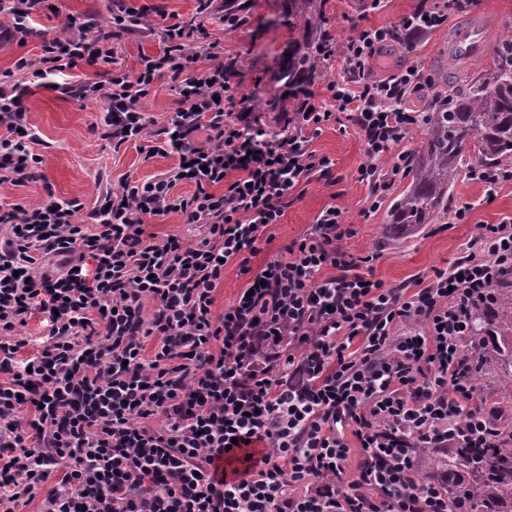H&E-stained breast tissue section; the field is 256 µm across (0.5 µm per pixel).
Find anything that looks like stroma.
<instances>
[{"label":"stroma","mask_w":512,"mask_h":512,"mask_svg":"<svg viewBox=\"0 0 512 512\" xmlns=\"http://www.w3.org/2000/svg\"><path fill=\"white\" fill-rule=\"evenodd\" d=\"M113 0H63L61 13L41 10L35 18L38 30L48 37L57 36L64 26L66 14H86L100 25L111 22ZM157 8L156 14L143 21L141 29L121 34L114 42L112 67L126 72L139 66L143 54H158L163 47V15L175 13L186 17L196 6L195 0H147ZM418 0H386L382 10L366 12L364 0H323V29L327 36L343 40L352 36L355 27H388L396 24ZM487 17L491 22L490 46L498 48L512 36V0H478L471 13ZM246 22L235 30L222 24H208L211 40L223 43V63L233 66L234 80L255 92L265 101L264 114L274 118L288 97V88L280 81V70L288 47L302 41L304 23L298 13L288 8V0H249L244 10ZM464 15L450 17L448 25L410 47L399 41L384 45L373 61L376 77L386 76L392 69L422 58L432 78V88L425 98H432L437 89L468 90L479 75L494 64L493 56L474 59L461 73L449 75L442 49L448 42L450 27L464 22ZM29 120L43 144L37 152L42 157L38 172L48 182L55 196L62 200H79L85 209H92L99 190L97 176H104L108 188L119 190L120 178L129 174L146 178L166 172L174 166V158L145 159L134 144L113 147L100 139L99 128L105 111L102 102L79 101L61 94L51 86H31L26 98ZM310 147L318 155L334 163L332 178L312 177L301 186L295 204L286 209L280 223L270 225L267 238L261 241L252 267H260L283 247L298 239L313 224L319 211L328 203H337L354 233L343 243L345 250L360 254L378 253L374 274L388 283L410 281L413 276H429L434 269H447L468 255L470 239L476 225L496 224L512 217V182L499 185L493 198H486L482 185L459 174L448 193V206L434 223L424 225L412 237L398 238L387 224L386 206L407 186L396 182L382 199L383 207L370 211L369 189L357 182V168L365 160V147L352 123L328 122ZM470 206L466 223H454V213Z\"/></svg>","instance_id":"35a3bbf8"}]
</instances>
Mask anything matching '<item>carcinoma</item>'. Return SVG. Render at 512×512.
<instances>
[{
	"label": "carcinoma",
	"instance_id": "1",
	"mask_svg": "<svg viewBox=\"0 0 512 512\" xmlns=\"http://www.w3.org/2000/svg\"><path fill=\"white\" fill-rule=\"evenodd\" d=\"M306 13L304 42L288 48L279 80L292 85L303 74L322 76V65L311 51L322 42L323 14L315 0H290ZM447 108L431 113L422 147L411 154V182L391 210V229L400 237L416 234L433 223L448 200L466 146L477 143L486 166L512 162V49L501 52L484 77L468 92L437 93ZM473 333L466 345L468 370L473 380L497 379L512 387V289L496 288L491 302L475 308ZM448 458L437 459L422 470V479L438 480L461 512H512V447L450 448Z\"/></svg>",
	"mask_w": 512,
	"mask_h": 512
}]
</instances>
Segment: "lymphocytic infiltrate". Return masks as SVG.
<instances>
[{
	"label": "lymphocytic infiltrate",
	"instance_id": "1",
	"mask_svg": "<svg viewBox=\"0 0 512 512\" xmlns=\"http://www.w3.org/2000/svg\"><path fill=\"white\" fill-rule=\"evenodd\" d=\"M472 2L425 0L393 26L327 39L323 60H343L331 106L301 84L273 124L219 63L222 47L193 39L214 17L242 25L219 0L167 24L162 52L132 73L110 71L112 40L150 8L126 0L111 27L68 15L37 59L15 61L29 81L0 79V186L38 178L32 81L104 102L102 139L178 160L122 176L88 211L50 190L29 207L0 204V512L39 493V512H452L447 490L420 479L422 455L512 440L474 402L465 362L470 314L512 275V219L477 225L473 254L410 286L375 278L376 253L342 249L352 229L333 203L283 254L251 260L302 183L330 177L332 161L310 148L327 122L358 127L357 180L378 211L405 176L401 144L429 113L410 103L431 79L419 61L377 79L372 61ZM45 3L0 0V41L25 43ZM84 63L102 67L99 83L68 79ZM165 76L176 107L151 132L141 102ZM172 213L204 235L149 232ZM231 261L248 290L216 314ZM36 314L45 332L32 341L18 329Z\"/></svg>",
	"mask_w": 512,
	"mask_h": 512
}]
</instances>
